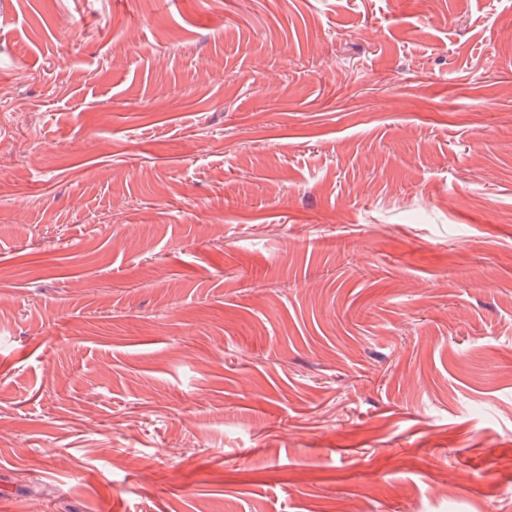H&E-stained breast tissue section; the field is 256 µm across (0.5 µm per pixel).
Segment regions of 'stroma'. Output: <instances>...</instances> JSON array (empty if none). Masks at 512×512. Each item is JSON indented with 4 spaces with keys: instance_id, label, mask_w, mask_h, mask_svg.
Segmentation results:
<instances>
[{
    "instance_id": "1",
    "label": "stroma",
    "mask_w": 512,
    "mask_h": 512,
    "mask_svg": "<svg viewBox=\"0 0 512 512\" xmlns=\"http://www.w3.org/2000/svg\"><path fill=\"white\" fill-rule=\"evenodd\" d=\"M512 512V0H0V512Z\"/></svg>"
}]
</instances>
